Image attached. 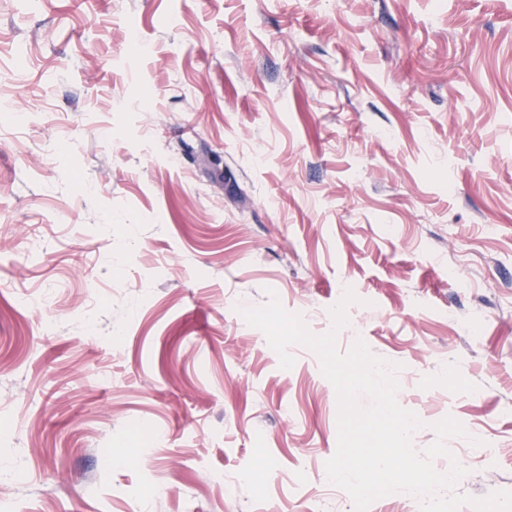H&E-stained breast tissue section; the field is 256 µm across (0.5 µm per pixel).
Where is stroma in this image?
Segmentation results:
<instances>
[{
    "label": "stroma",
    "instance_id": "35a3bbf8",
    "mask_svg": "<svg viewBox=\"0 0 512 512\" xmlns=\"http://www.w3.org/2000/svg\"><path fill=\"white\" fill-rule=\"evenodd\" d=\"M1 96L0 512H354L270 289L512 490V0H0Z\"/></svg>",
    "mask_w": 512,
    "mask_h": 512
}]
</instances>
